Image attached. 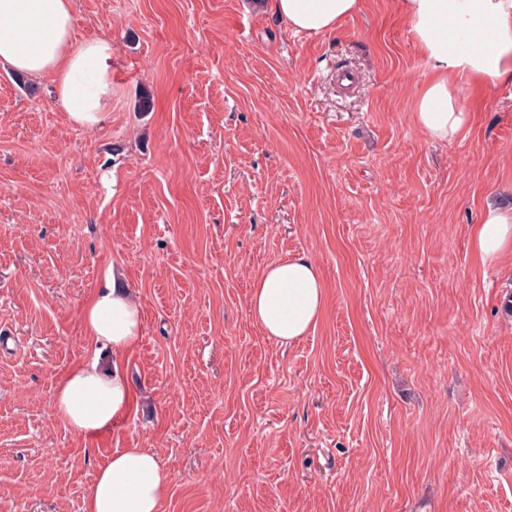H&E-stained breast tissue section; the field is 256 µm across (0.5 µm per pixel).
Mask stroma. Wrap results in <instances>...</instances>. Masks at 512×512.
<instances>
[{"instance_id": "obj_1", "label": "stroma", "mask_w": 512, "mask_h": 512, "mask_svg": "<svg viewBox=\"0 0 512 512\" xmlns=\"http://www.w3.org/2000/svg\"><path fill=\"white\" fill-rule=\"evenodd\" d=\"M74 34L112 43L98 127L0 65V512H82L121 448L170 472L160 512H512V258L471 245L512 206V85L429 139L401 0L318 35L271 0H74ZM297 254L326 305L282 346L248 298ZM112 271L134 401L83 438L53 398Z\"/></svg>"}]
</instances>
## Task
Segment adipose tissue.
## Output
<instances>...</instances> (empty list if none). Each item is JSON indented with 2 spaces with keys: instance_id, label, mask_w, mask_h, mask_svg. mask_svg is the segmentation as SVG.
<instances>
[{
  "instance_id": "ef3b65f1",
  "label": "adipose tissue",
  "mask_w": 512,
  "mask_h": 512,
  "mask_svg": "<svg viewBox=\"0 0 512 512\" xmlns=\"http://www.w3.org/2000/svg\"><path fill=\"white\" fill-rule=\"evenodd\" d=\"M427 69L414 120L430 139L451 142L471 124L462 87L488 92L512 85V0H401ZM275 13L297 33L325 34L355 14L359 0H273ZM0 64L36 80L51 77L67 119L97 127L112 96V44L73 37V0H0ZM483 265L512 253V209L486 206L472 228ZM325 308L320 273L304 255L268 265L253 281L248 316L265 336L290 345L307 336ZM90 358L56 387L53 410L77 435L89 437L122 419L131 405L124 355L142 333L139 304L116 279L95 292L82 314ZM110 352L103 365L102 352ZM171 484L149 448L118 450L99 466L83 512H160Z\"/></svg>"
}]
</instances>
